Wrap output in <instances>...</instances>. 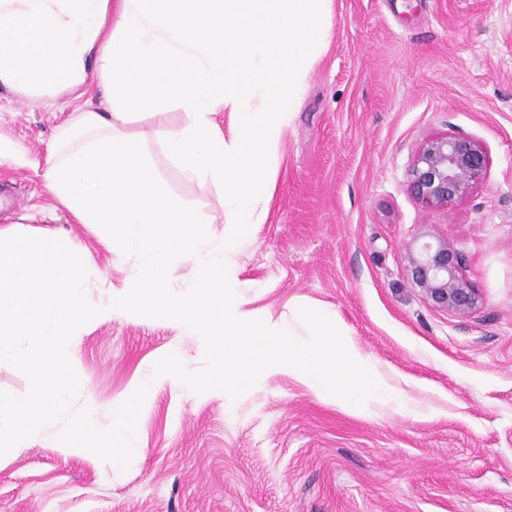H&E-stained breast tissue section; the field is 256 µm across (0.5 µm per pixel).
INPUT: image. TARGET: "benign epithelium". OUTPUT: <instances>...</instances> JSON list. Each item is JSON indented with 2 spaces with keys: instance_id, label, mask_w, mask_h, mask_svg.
Here are the masks:
<instances>
[{
  "instance_id": "1",
  "label": "benign epithelium",
  "mask_w": 512,
  "mask_h": 512,
  "mask_svg": "<svg viewBox=\"0 0 512 512\" xmlns=\"http://www.w3.org/2000/svg\"><path fill=\"white\" fill-rule=\"evenodd\" d=\"M491 158L477 140L439 132L420 145L408 173L412 195L426 208L446 207L465 197L488 174ZM463 256L448 240L425 230L412 242L409 278L436 308L467 315L478 294L462 274Z\"/></svg>"
}]
</instances>
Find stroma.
I'll list each match as a JSON object with an SVG mask.
<instances>
[{"label": "stroma", "instance_id": "stroma-1", "mask_svg": "<svg viewBox=\"0 0 512 512\" xmlns=\"http://www.w3.org/2000/svg\"><path fill=\"white\" fill-rule=\"evenodd\" d=\"M333 27L313 63L283 144L265 223L234 259L254 306L280 314L302 297L338 312L364 352L403 387L409 409L355 415L316 399L284 373L260 377L233 402L154 377L180 351L205 364L196 337L164 319L115 313L68 349L77 406L98 427L144 381V456L113 470L42 428L0 456V512H512V0H332ZM105 90L91 70L85 94L33 102L0 89V226L47 229L89 270L99 299L126 288L136 257L113 250L47 191L43 174L61 129ZM138 115L173 195L224 235L218 188L164 155ZM436 131L484 144L486 180L426 210L407 171ZM463 255L479 291L457 316L433 307L408 277L422 227Z\"/></svg>", "mask_w": 512, "mask_h": 512}]
</instances>
